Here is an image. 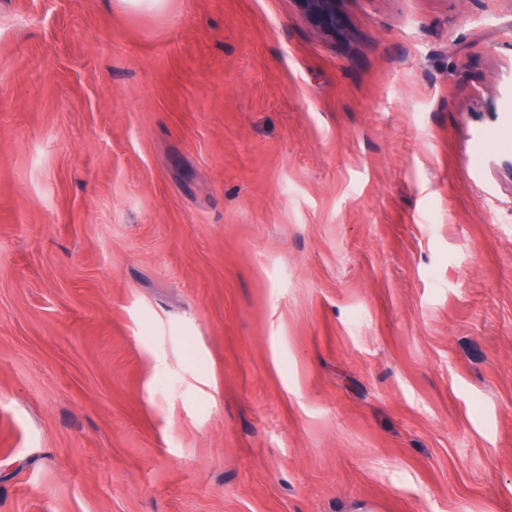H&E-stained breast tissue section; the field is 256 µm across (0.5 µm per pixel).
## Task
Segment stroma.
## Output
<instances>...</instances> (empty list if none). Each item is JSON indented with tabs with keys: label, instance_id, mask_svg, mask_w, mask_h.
I'll return each mask as SVG.
<instances>
[{
	"label": "stroma",
	"instance_id": "stroma-1",
	"mask_svg": "<svg viewBox=\"0 0 512 512\" xmlns=\"http://www.w3.org/2000/svg\"><path fill=\"white\" fill-rule=\"evenodd\" d=\"M0 0V512H512V0ZM328 33L336 32L335 0H301Z\"/></svg>",
	"mask_w": 512,
	"mask_h": 512
}]
</instances>
